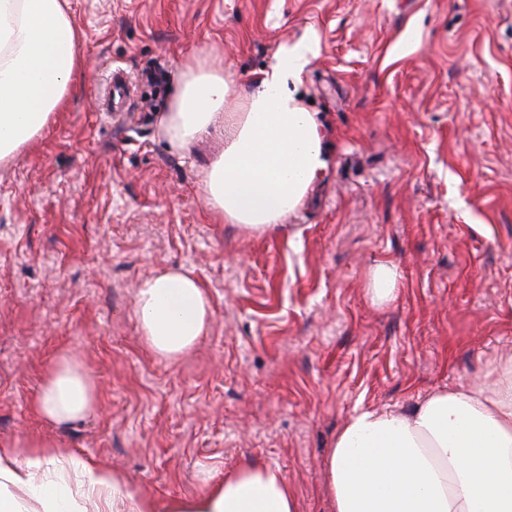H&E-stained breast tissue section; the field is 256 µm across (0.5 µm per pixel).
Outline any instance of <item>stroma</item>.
<instances>
[{"instance_id":"obj_1","label":"stroma","mask_w":512,"mask_h":512,"mask_svg":"<svg viewBox=\"0 0 512 512\" xmlns=\"http://www.w3.org/2000/svg\"><path fill=\"white\" fill-rule=\"evenodd\" d=\"M82 70L66 109L0 162V442L53 441L155 499L199 495L247 462L279 467L298 512H331L324 462L362 409L411 408L494 381L512 355V0H69ZM297 95L326 168L281 227L247 236L200 173L221 144L172 150L158 127L180 66L238 93L302 39ZM132 84L107 109L113 70ZM398 282L378 303L372 267ZM194 269L213 302L188 356L155 359L137 282ZM76 355L97 408L35 411Z\"/></svg>"}]
</instances>
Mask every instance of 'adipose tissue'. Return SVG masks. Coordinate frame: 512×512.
<instances>
[{
  "mask_svg": "<svg viewBox=\"0 0 512 512\" xmlns=\"http://www.w3.org/2000/svg\"><path fill=\"white\" fill-rule=\"evenodd\" d=\"M79 39L66 0H0V161L36 140L66 103L80 69ZM312 52L309 40L281 47L242 95L222 68L186 62L159 116L174 149L223 141L199 189L245 234L284 224L326 166L321 123L293 89ZM133 314L151 355L176 361L207 336L213 305L190 268H159L139 281ZM95 404L82 363L57 359L37 397L41 417L68 424ZM325 477L333 512H512V362L485 387L438 390L408 410L355 413L331 444ZM89 502L112 512H297L281 470L264 464L225 471L201 494L162 505L119 468L44 442L31 443L23 458L0 445V512H87Z\"/></svg>",
  "mask_w": 512,
  "mask_h": 512,
  "instance_id": "ef3b65f1",
  "label": "adipose tissue"
}]
</instances>
